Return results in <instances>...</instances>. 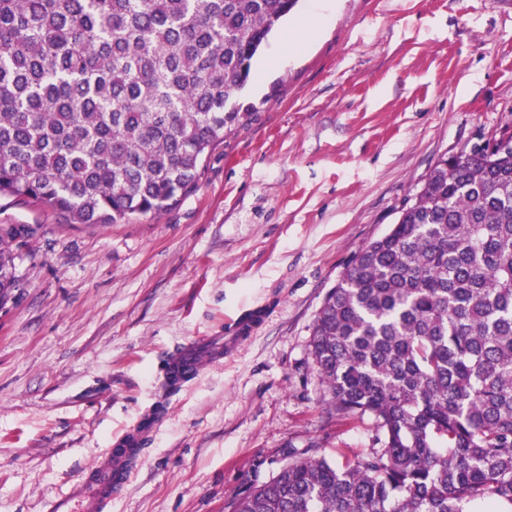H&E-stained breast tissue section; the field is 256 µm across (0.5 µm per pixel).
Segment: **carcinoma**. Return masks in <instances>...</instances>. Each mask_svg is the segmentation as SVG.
I'll return each mask as SVG.
<instances>
[{"mask_svg":"<svg viewBox=\"0 0 512 512\" xmlns=\"http://www.w3.org/2000/svg\"><path fill=\"white\" fill-rule=\"evenodd\" d=\"M297 0H0V199L68 224L161 215L246 119L253 60ZM37 229L0 224V300ZM338 415L378 447L288 452L230 512H512V140L440 158L311 326Z\"/></svg>","mask_w":512,"mask_h":512,"instance_id":"cac0c4a2","label":"carcinoma"}]
</instances>
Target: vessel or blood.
<instances>
[{
  "instance_id": "vessel-or-blood-1",
  "label": "vessel or blood",
  "mask_w": 512,
  "mask_h": 512,
  "mask_svg": "<svg viewBox=\"0 0 512 512\" xmlns=\"http://www.w3.org/2000/svg\"><path fill=\"white\" fill-rule=\"evenodd\" d=\"M252 317L233 320V335L211 336L187 342L176 348L165 365V379L170 387L183 386L208 362L221 361L252 334ZM156 427L155 411H148L136 428L115 437L101 457L87 466L77 483L64 497L50 501L48 512H107L115 499L131 481L136 462L147 437Z\"/></svg>"
}]
</instances>
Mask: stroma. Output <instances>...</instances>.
I'll list each match as a JSON object with an SVG mask.
<instances>
[{"label": "stroma", "mask_w": 512, "mask_h": 512, "mask_svg": "<svg viewBox=\"0 0 512 512\" xmlns=\"http://www.w3.org/2000/svg\"><path fill=\"white\" fill-rule=\"evenodd\" d=\"M325 1L270 36L254 111L175 209L102 227L0 202V223L38 227L0 302V512H44L153 407L111 512H228L287 449L372 447L371 415L327 410L310 327L438 158L512 125V0H329L325 27L300 29ZM252 310L250 340L167 387L174 349Z\"/></svg>", "instance_id": "obj_1"}]
</instances>
